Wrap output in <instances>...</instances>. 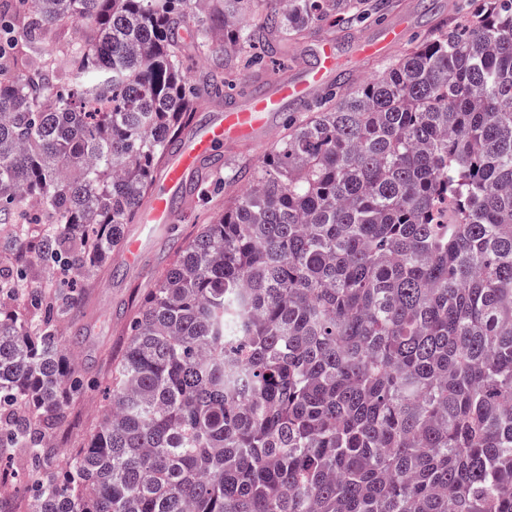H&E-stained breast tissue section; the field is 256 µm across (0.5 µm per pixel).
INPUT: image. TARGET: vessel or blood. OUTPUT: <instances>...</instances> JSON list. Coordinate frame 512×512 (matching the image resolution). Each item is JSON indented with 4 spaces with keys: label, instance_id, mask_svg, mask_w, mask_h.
<instances>
[{
    "label": "vessel or blood",
    "instance_id": "obj_1",
    "mask_svg": "<svg viewBox=\"0 0 512 512\" xmlns=\"http://www.w3.org/2000/svg\"><path fill=\"white\" fill-rule=\"evenodd\" d=\"M404 35V24L395 23L385 27L378 38L358 43L357 48L363 54L378 57L399 45ZM298 68L299 75L273 79L270 88L251 92L242 105L223 108L205 103L206 120L182 137L171 153L156 188L141 209L140 223H175V199L187 198L194 177L224 147L270 135L271 117L304 108L345 72L343 55L328 38L320 39L312 58L301 59Z\"/></svg>",
    "mask_w": 512,
    "mask_h": 512
}]
</instances>
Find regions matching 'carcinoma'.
I'll use <instances>...</instances> for the list:
<instances>
[{"instance_id": "obj_1", "label": "carcinoma", "mask_w": 512, "mask_h": 512, "mask_svg": "<svg viewBox=\"0 0 512 512\" xmlns=\"http://www.w3.org/2000/svg\"><path fill=\"white\" fill-rule=\"evenodd\" d=\"M390 0H0V451L26 512H512V0L288 119L133 314L112 406L56 323L119 250L200 88L181 44L286 53ZM88 25L65 63L46 61ZM46 216L31 236L20 202ZM60 286L27 288L35 272ZM12 472L16 478L13 488V495L18 503L24 502L27 498L26 483L23 478V467L19 461V455H11V457H2L0 460V473Z\"/></svg>"}]
</instances>
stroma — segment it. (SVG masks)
Returning a JSON list of instances; mask_svg holds the SVG:
<instances>
[{
	"label": "stroma",
	"mask_w": 512,
	"mask_h": 512,
	"mask_svg": "<svg viewBox=\"0 0 512 512\" xmlns=\"http://www.w3.org/2000/svg\"><path fill=\"white\" fill-rule=\"evenodd\" d=\"M457 0H393V5L379 22L361 23L351 36L337 37L335 28L322 27L321 35L336 37L344 51H351L354 42L377 37L384 25L407 20L409 32L396 49L380 58L356 56L352 59V75L360 78L378 72L385 61L396 58L420 42L437 19L454 14ZM270 142H244L225 152L221 162L206 168L200 181L209 187V198L193 195L188 205L179 207L178 219L164 229L145 238L135 264L125 267L110 266L98 281L87 290L79 329L62 327L60 334L65 345L75 348L81 358L82 374L93 380L94 386L70 412L67 424L57 432L55 442L61 455L77 452L84 436L97 426L102 414L112 403V370L116 357L122 352L129 318L141 304L159 273L206 223L211 212L223 209L226 194L215 190L227 165L242 161H256L268 149Z\"/></svg>",
	"instance_id": "obj_1"
}]
</instances>
